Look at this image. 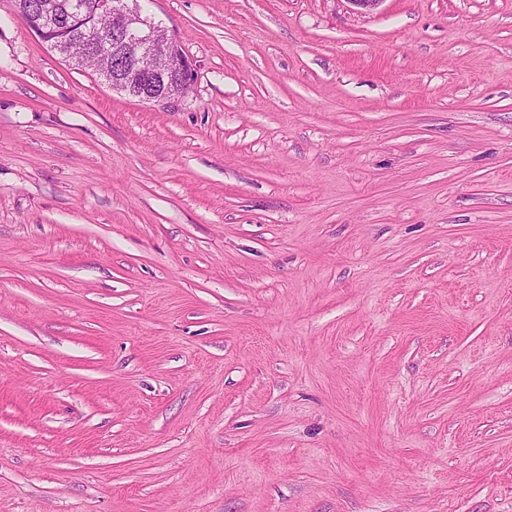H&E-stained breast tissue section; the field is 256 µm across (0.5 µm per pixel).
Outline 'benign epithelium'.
<instances>
[{
    "label": "benign epithelium",
    "instance_id": "benign-epithelium-1",
    "mask_svg": "<svg viewBox=\"0 0 512 512\" xmlns=\"http://www.w3.org/2000/svg\"><path fill=\"white\" fill-rule=\"evenodd\" d=\"M89 12L110 16L112 33L107 36L89 34L86 37L88 50L121 61L118 71L128 72L122 79L105 70L100 73L112 90L141 102H172L175 97L167 89L170 82L181 86L194 82L193 60L182 51L175 34L143 18L137 9L129 6V0L81 2L72 13L74 24L82 22ZM21 21L51 51L75 66L82 63L80 57L71 53L66 39L52 42L47 37L48 28L55 25V20L46 7Z\"/></svg>",
    "mask_w": 512,
    "mask_h": 512
}]
</instances>
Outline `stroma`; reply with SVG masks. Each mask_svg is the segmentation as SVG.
<instances>
[{
  "label": "stroma",
  "mask_w": 512,
  "mask_h": 512,
  "mask_svg": "<svg viewBox=\"0 0 512 512\" xmlns=\"http://www.w3.org/2000/svg\"><path fill=\"white\" fill-rule=\"evenodd\" d=\"M138 3L0 0V512H512V0ZM78 0H14V6L16 11H19L22 14H25V6L27 4H33L37 2H47L54 6V14L56 18V25L58 27L59 32L56 34L57 36L65 35L71 36L73 34H79L83 36L81 33H77L79 26H70L73 25L71 20L69 19V6L70 2H76ZM61 19V20H58ZM128 2L129 0H82L78 8L70 14L75 25L82 22L89 11L112 18V33L106 36L102 34L110 30L109 21L92 13L85 22V27H90L101 35L89 34L86 37L87 48L102 57H112V65L116 58L121 61V66L116 71L130 73L118 79L104 70L100 73V78L113 91L141 102H172L183 97L171 96L167 85L173 81L181 86H191L195 76L193 60L182 51L174 33L169 34L166 27L155 25L143 18ZM158 60L167 61L169 66L158 67ZM136 79L144 82V85L152 84L157 90L146 92ZM178 85L172 89L173 95L186 92L187 88ZM46 5L47 4L42 3L40 11L34 16H28L26 18L18 17L40 42L46 44L47 48L78 67V65H81L82 60L80 57L71 53L69 46L66 43L67 38L51 42L47 37V29L55 25V20L53 15L47 11Z\"/></svg>",
  "instance_id": "1"
}]
</instances>
